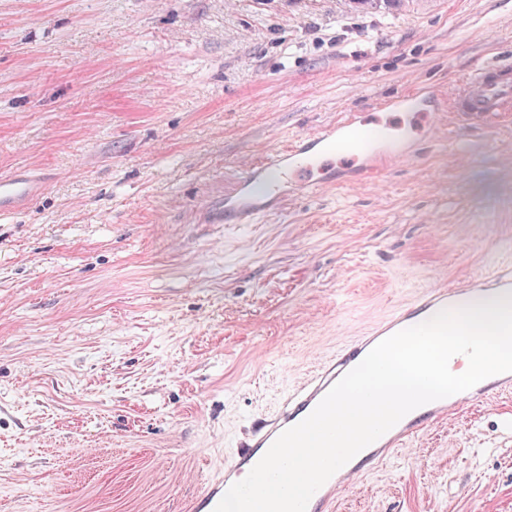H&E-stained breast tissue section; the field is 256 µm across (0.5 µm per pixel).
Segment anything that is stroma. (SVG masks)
Here are the masks:
<instances>
[{
	"label": "stroma",
	"instance_id": "stroma-1",
	"mask_svg": "<svg viewBox=\"0 0 512 512\" xmlns=\"http://www.w3.org/2000/svg\"><path fill=\"white\" fill-rule=\"evenodd\" d=\"M512 64V0H0V512H188L290 386L392 306L512 261V121L377 103ZM416 156L205 224L345 114ZM333 512H512V394L462 406ZM35 191L30 182L19 176L1 178L0 180V214L11 210L15 203L31 200Z\"/></svg>",
	"mask_w": 512,
	"mask_h": 512
}]
</instances>
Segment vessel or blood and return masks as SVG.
<instances>
[{"label": "vessel or blood", "mask_w": 512, "mask_h": 512, "mask_svg": "<svg viewBox=\"0 0 512 512\" xmlns=\"http://www.w3.org/2000/svg\"><path fill=\"white\" fill-rule=\"evenodd\" d=\"M418 106L431 112L453 109L467 121H488L512 110V80L501 77L497 68L479 69L469 78L463 93L453 104L436 98H421ZM379 125L363 123L356 117L327 124L298 138L284 149L272 152L251 164L225 192L220 206L207 210L211 224H251L280 212L288 202L289 191L316 192L336 182L337 169L357 164L358 176L378 172L397 160L411 158L408 149H385ZM34 190L23 177L0 180V214L15 203L32 199ZM512 293V264L502 265L474 278L443 283L417 294L410 302L393 308L383 319L360 336L321 359L316 368L289 390L278 409L253 434L246 450L234 453L224 462L223 476L201 483L191 501L192 512H214L229 487L240 475L251 470L285 430L305 419L330 388L354 368L366 354L387 337L412 326L448 306H461L473 298H494ZM512 390V372L489 377L469 390L426 405L411 418L400 420L374 443L363 449L329 478L312 496L307 512H331L340 477L373 470L394 457L399 448L438 424L457 407L480 403Z\"/></svg>", "instance_id": "b4317fda"}]
</instances>
